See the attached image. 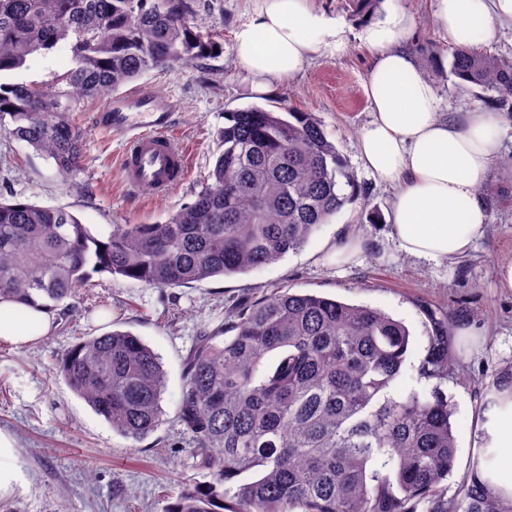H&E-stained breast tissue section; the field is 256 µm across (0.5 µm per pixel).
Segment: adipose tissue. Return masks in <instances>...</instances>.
<instances>
[{
  "label": "adipose tissue",
  "instance_id": "1",
  "mask_svg": "<svg viewBox=\"0 0 512 512\" xmlns=\"http://www.w3.org/2000/svg\"><path fill=\"white\" fill-rule=\"evenodd\" d=\"M434 20L454 46L490 42L512 28V0H435ZM412 28L411 16L391 9L361 34L376 58L364 86L372 119L358 159L376 183L395 189L388 221L399 251L438 264L469 253L485 231L480 190L500 148V122L489 112L459 122L440 114L436 89L407 47ZM342 33L312 0H256L233 50L253 91L263 94L295 76L320 46H341ZM16 309L0 303V345L25 349L53 330L54 316L42 306H27L23 325ZM484 446L500 461L487 473L490 484L512 498V402L487 423Z\"/></svg>",
  "mask_w": 512,
  "mask_h": 512
}]
</instances>
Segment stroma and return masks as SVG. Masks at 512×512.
Segmentation results:
<instances>
[{
	"label": "stroma",
	"mask_w": 512,
	"mask_h": 512,
	"mask_svg": "<svg viewBox=\"0 0 512 512\" xmlns=\"http://www.w3.org/2000/svg\"><path fill=\"white\" fill-rule=\"evenodd\" d=\"M187 3L218 44V53L203 66L173 63L123 88L173 105L170 132L188 154L185 180L164 195L129 189L121 168L123 142L96 129L94 117L102 105L93 102L76 115L87 135L81 166L66 179L44 154L0 132V198L67 209L96 235L113 224L164 221L192 201L212 168L225 113L250 105L313 113L354 171L364 196L275 264L172 289L97 274L70 299V311L57 317L48 337L26 350L0 345V431L15 442L5 463L26 479L24 488L0 501V512H164L169 497L209 481L176 420L184 358L201 330L223 323L229 301L286 290L383 309L408 326L416 356L431 329L426 310L453 316L451 351L476 374L474 382L454 380L443 387L456 407L457 464L448 484L457 486L478 453L483 388L496 370L512 363V291L499 287L495 277L497 263L512 255V119L501 124V151L482 193L484 235L458 261L437 265L413 259L398 251L389 235L391 189L377 185L357 157L359 135L372 118L364 85L374 59L361 33L397 8L413 19L408 47L419 60L434 48L451 57L454 47L433 20V0H380L367 12L357 10L353 0H314L317 9L342 25L343 48H321L296 76L265 95L251 93V77L232 50L234 33L252 16L253 0ZM72 65L69 49L62 47L32 55L25 67L0 78L43 84ZM429 78L440 98L439 110L449 119L492 111L481 90L457 87L445 72H430ZM343 232L363 239L364 252L349 264L326 266L325 251ZM115 329L140 336L167 374L164 422L137 443L114 432L54 373L58 355L79 338Z\"/></svg>",
	"instance_id": "1"
}]
</instances>
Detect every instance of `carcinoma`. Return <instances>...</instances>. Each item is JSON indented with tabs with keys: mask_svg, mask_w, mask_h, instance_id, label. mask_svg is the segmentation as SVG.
<instances>
[{
	"mask_svg": "<svg viewBox=\"0 0 512 512\" xmlns=\"http://www.w3.org/2000/svg\"><path fill=\"white\" fill-rule=\"evenodd\" d=\"M67 45L74 66L49 84L0 81V122L66 177L85 131L72 113L175 62L214 50L183 0H0V74ZM457 84L497 94L512 112V64L473 47L450 62ZM209 171L192 202L162 224H113L97 237L64 208L0 201V299L55 312L95 273L181 288L248 273L308 243L363 195L310 112L252 105L224 113ZM406 365L411 334L378 307L285 292L231 302L183 363L177 418L212 481L164 512H512L481 453L449 492L457 460L454 408L442 386L463 375L448 314ZM112 429L140 441L163 424L166 372L142 338L85 336L55 364ZM425 386L400 391L407 379ZM512 399V365L484 387L482 411Z\"/></svg>",
	"mask_w": 512,
	"mask_h": 512,
	"instance_id": "1",
	"label": "carcinoma"
}]
</instances>
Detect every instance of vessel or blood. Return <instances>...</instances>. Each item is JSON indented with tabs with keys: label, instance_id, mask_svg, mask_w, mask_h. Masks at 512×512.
Instances as JSON below:
<instances>
[{
	"label": "vessel or blood",
	"instance_id": "b4317fda",
	"mask_svg": "<svg viewBox=\"0 0 512 512\" xmlns=\"http://www.w3.org/2000/svg\"><path fill=\"white\" fill-rule=\"evenodd\" d=\"M168 102L139 92L110 101L95 117L98 130L125 143L121 166L132 187L164 192L187 174L182 147L170 133Z\"/></svg>",
	"mask_w": 512,
	"mask_h": 512
}]
</instances>
